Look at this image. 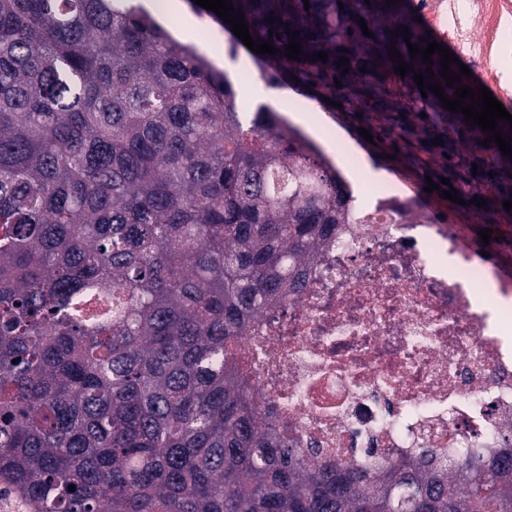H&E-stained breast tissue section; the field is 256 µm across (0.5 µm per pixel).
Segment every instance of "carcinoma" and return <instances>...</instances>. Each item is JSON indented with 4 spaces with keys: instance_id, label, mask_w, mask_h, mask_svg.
<instances>
[{
    "instance_id": "carcinoma-1",
    "label": "carcinoma",
    "mask_w": 512,
    "mask_h": 512,
    "mask_svg": "<svg viewBox=\"0 0 512 512\" xmlns=\"http://www.w3.org/2000/svg\"><path fill=\"white\" fill-rule=\"evenodd\" d=\"M231 2L271 82L384 105L394 49L431 78L399 4ZM236 97L141 0H0V482L35 512H512V445L307 466L264 420L237 344L354 197Z\"/></svg>"
}]
</instances>
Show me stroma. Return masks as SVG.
I'll use <instances>...</instances> for the list:
<instances>
[{
    "label": "stroma",
    "instance_id": "35a3bbf8",
    "mask_svg": "<svg viewBox=\"0 0 512 512\" xmlns=\"http://www.w3.org/2000/svg\"><path fill=\"white\" fill-rule=\"evenodd\" d=\"M430 0H406L405 11L420 18L422 29L439 44L456 54L451 70L468 66L472 86H485L512 113V91L500 83L502 69H512V36L504 40L505 51L486 58L448 39L447 17L433 16ZM159 20L175 36L185 37L212 58L237 92L240 111H254L265 105L282 114L307 136L349 182L354 194L362 199L373 192L394 189L408 203L429 219L459 224L468 235L486 228L487 210H495L498 225L495 235L512 237V216L503 203L512 201V179L491 174L493 161L499 157L497 145L472 141L463 114H456L447 125L435 126L422 118L420 111L405 110L400 96H392L390 108L366 107L352 103L345 88L319 93L293 81L272 83L261 75V67L246 50L228 54L227 38L208 18L187 20L183 11L159 12ZM415 129L411 140L400 137L403 126ZM457 172L452 186L459 202L441 198L439 192H426L427 180H439L448 172Z\"/></svg>",
    "mask_w": 512,
    "mask_h": 512
}]
</instances>
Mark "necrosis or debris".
I'll list each match as a JSON object with an SVG mask.
<instances>
[{
	"instance_id": "4bbe7bcc",
	"label": "necrosis or debris",
	"mask_w": 512,
	"mask_h": 512,
	"mask_svg": "<svg viewBox=\"0 0 512 512\" xmlns=\"http://www.w3.org/2000/svg\"><path fill=\"white\" fill-rule=\"evenodd\" d=\"M490 56L512 0H479ZM307 268L306 286L242 341L245 385L308 458L382 463L419 448L482 456L512 435V249L462 240L396 190Z\"/></svg>"
}]
</instances>
